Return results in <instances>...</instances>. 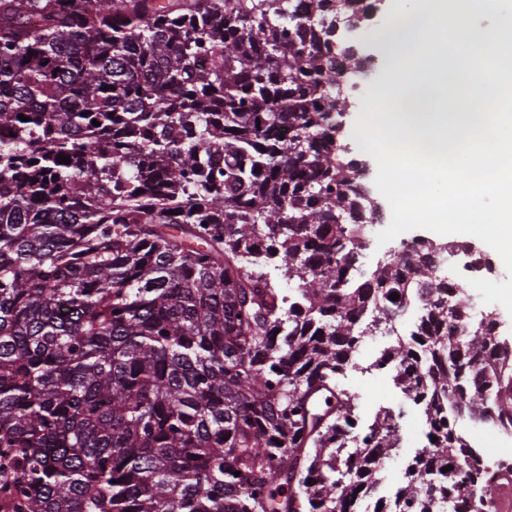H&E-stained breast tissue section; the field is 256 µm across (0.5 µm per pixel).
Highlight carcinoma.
<instances>
[{
    "mask_svg": "<svg viewBox=\"0 0 512 512\" xmlns=\"http://www.w3.org/2000/svg\"><path fill=\"white\" fill-rule=\"evenodd\" d=\"M372 6L0 0V512H356L373 491L398 424L339 378L391 294L444 288L423 241L359 266L379 215L331 27ZM465 308L434 304L367 366L390 362L437 437L374 512H492L498 471L457 418L512 429V350L493 321L459 337Z\"/></svg>",
    "mask_w": 512,
    "mask_h": 512,
    "instance_id": "carcinoma-1",
    "label": "carcinoma"
}]
</instances>
